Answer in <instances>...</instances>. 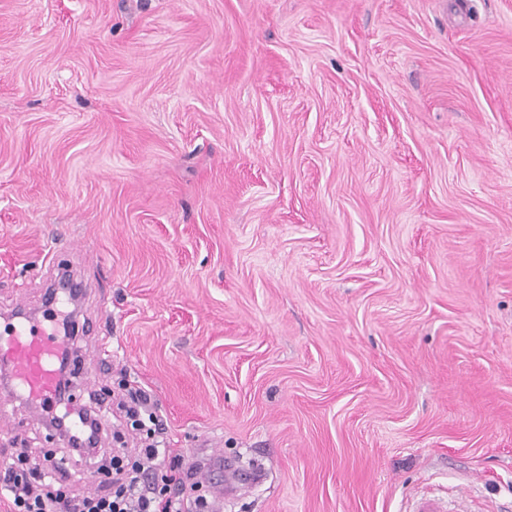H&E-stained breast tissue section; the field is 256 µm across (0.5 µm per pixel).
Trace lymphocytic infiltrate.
I'll use <instances>...</instances> for the list:
<instances>
[{"mask_svg":"<svg viewBox=\"0 0 512 512\" xmlns=\"http://www.w3.org/2000/svg\"><path fill=\"white\" fill-rule=\"evenodd\" d=\"M151 394L138 386L126 387L116 412L132 429L144 431L137 448H106L86 445L87 436H99L104 408L82 409L80 421L90 422L89 431L61 436L72 451L88 465L105 472L111 486L108 494L77 493L54 485L58 459L45 453L38 463H30L27 451L14 462L0 465V503L6 512H205L206 497L187 503L172 492V483H195L197 470L185 466L182 455L167 448L164 430L157 424Z\"/></svg>","mask_w":512,"mask_h":512,"instance_id":"lymphocytic-infiltrate-1","label":"lymphocytic infiltrate"}]
</instances>
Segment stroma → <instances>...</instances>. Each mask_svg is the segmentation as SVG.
Segmentation results:
<instances>
[{
    "instance_id": "1",
    "label": "stroma",
    "mask_w": 512,
    "mask_h": 512,
    "mask_svg": "<svg viewBox=\"0 0 512 512\" xmlns=\"http://www.w3.org/2000/svg\"><path fill=\"white\" fill-rule=\"evenodd\" d=\"M60 264L224 512H512V0H0V312Z\"/></svg>"
}]
</instances>
